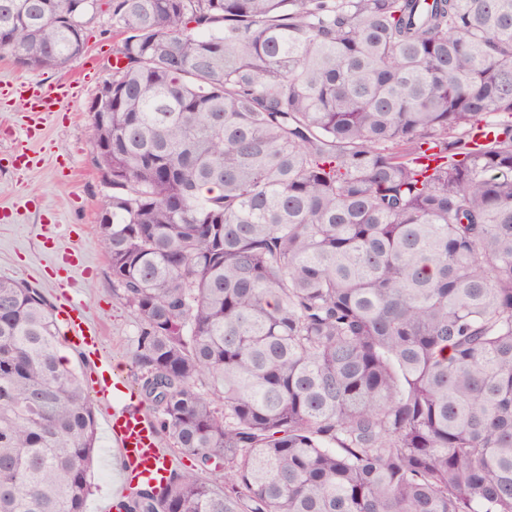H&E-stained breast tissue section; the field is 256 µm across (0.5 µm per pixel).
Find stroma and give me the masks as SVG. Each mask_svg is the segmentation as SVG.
Returning a JSON list of instances; mask_svg holds the SVG:
<instances>
[{
	"mask_svg": "<svg viewBox=\"0 0 512 512\" xmlns=\"http://www.w3.org/2000/svg\"><path fill=\"white\" fill-rule=\"evenodd\" d=\"M116 32L109 12L85 29L86 50L61 70L18 66L0 51V84L49 89L76 82L79 94L60 111L35 116L22 98L0 102V276L39 288L54 308L75 298L97 330L103 355L128 383L138 369L133 353L137 321L112 293V274L98 243L100 203L111 189L92 162L89 107L112 73ZM35 136H26L27 127ZM33 164L14 168L20 146ZM97 449L89 473L92 493L86 512H101L120 477V462L106 428V408L96 405Z\"/></svg>",
	"mask_w": 512,
	"mask_h": 512,
	"instance_id": "35a3bbf8",
	"label": "stroma"
}]
</instances>
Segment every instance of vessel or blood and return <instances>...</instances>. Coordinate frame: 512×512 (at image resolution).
<instances>
[{"mask_svg": "<svg viewBox=\"0 0 512 512\" xmlns=\"http://www.w3.org/2000/svg\"><path fill=\"white\" fill-rule=\"evenodd\" d=\"M66 331L94 364L91 386L108 407L107 429L121 459V483L164 484L174 458L160 447L157 426L136 391L128 387L117 365L100 352V338L91 331L76 301H69L64 316Z\"/></svg>", "mask_w": 512, "mask_h": 512, "instance_id": "1", "label": "vessel or blood"}]
</instances>
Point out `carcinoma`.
Returning a JSON list of instances; mask_svg holds the SVG:
<instances>
[{"label": "carcinoma", "instance_id": "obj_1", "mask_svg": "<svg viewBox=\"0 0 512 512\" xmlns=\"http://www.w3.org/2000/svg\"><path fill=\"white\" fill-rule=\"evenodd\" d=\"M90 144L138 391L189 471L121 512H512V0H0ZM52 304L0 278V512H85Z\"/></svg>", "mask_w": 512, "mask_h": 512}]
</instances>
